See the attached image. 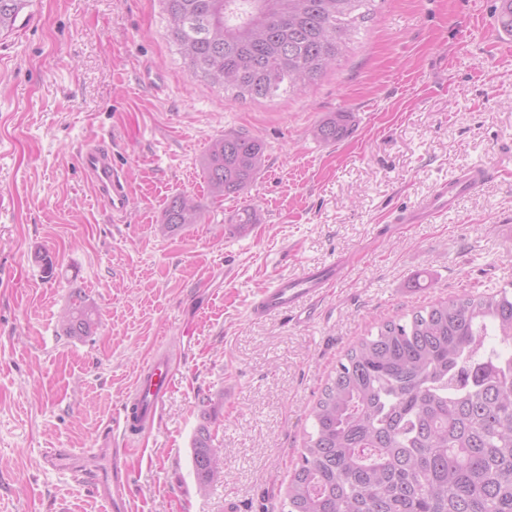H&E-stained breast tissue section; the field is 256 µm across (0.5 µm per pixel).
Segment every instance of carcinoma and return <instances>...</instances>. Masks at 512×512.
Masks as SVG:
<instances>
[{"mask_svg":"<svg viewBox=\"0 0 512 512\" xmlns=\"http://www.w3.org/2000/svg\"><path fill=\"white\" fill-rule=\"evenodd\" d=\"M33 0H0V34ZM189 72L242 100L294 94L336 62L373 0H161ZM512 36V0H499ZM350 133L336 112L314 136ZM266 162L256 136L227 132L201 169L209 195L246 190ZM205 222L188 195L166 205L158 232ZM258 223L245 207L234 229ZM67 336L99 327L96 306L77 291L60 316ZM192 440L199 490L224 469L212 413ZM312 431L286 495L287 512H512V291L438 300L406 320L382 323L336 367L310 411Z\"/></svg>","mask_w":512,"mask_h":512,"instance_id":"cac0c4a2","label":"carcinoma"}]
</instances>
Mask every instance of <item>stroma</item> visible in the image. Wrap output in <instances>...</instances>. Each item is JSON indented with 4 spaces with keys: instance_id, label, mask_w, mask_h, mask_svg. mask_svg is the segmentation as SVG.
<instances>
[{
    "instance_id": "stroma-1",
    "label": "stroma",
    "mask_w": 512,
    "mask_h": 512,
    "mask_svg": "<svg viewBox=\"0 0 512 512\" xmlns=\"http://www.w3.org/2000/svg\"><path fill=\"white\" fill-rule=\"evenodd\" d=\"M497 4L375 0L312 85L245 101L190 76L161 0H34L0 35V512H111L91 486L110 458L88 450L159 349L174 387L124 457L132 512H284L309 411L359 338L512 285V36ZM332 112L352 131L325 145L313 130ZM230 131L258 136L266 163L218 202L200 163ZM94 137L128 176L123 218L78 164ZM479 164L495 176L447 217L399 223ZM184 193L206 223L161 236ZM246 206L260 221L240 234ZM336 261L342 276L310 317H251L261 289ZM77 290L100 319L83 338L58 326ZM211 404L224 469L203 495L191 448ZM49 448L75 453L76 471L45 467Z\"/></svg>"
}]
</instances>
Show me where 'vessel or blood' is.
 Segmentation results:
<instances>
[{
    "label": "vessel or blood",
    "instance_id": "vessel-or-blood-1",
    "mask_svg": "<svg viewBox=\"0 0 512 512\" xmlns=\"http://www.w3.org/2000/svg\"><path fill=\"white\" fill-rule=\"evenodd\" d=\"M78 161L97 199L113 216H124L130 203L127 180L112 163V152L100 142L90 140L79 150ZM491 171L476 166L443 182L435 194L416 208L405 212V224H428L437 220L463 196L490 179ZM342 272L339 264L309 268L294 276L280 278L272 287L263 289L251 306L254 318L262 319L275 312L300 311L304 303L331 287ZM173 385L167 352H156L136 377L128 400L113 421V432L145 433L155 422L165 397ZM101 496L111 502L113 512H130L129 483L126 476L113 474L111 482L102 483Z\"/></svg>",
    "mask_w": 512,
    "mask_h": 512
}]
</instances>
